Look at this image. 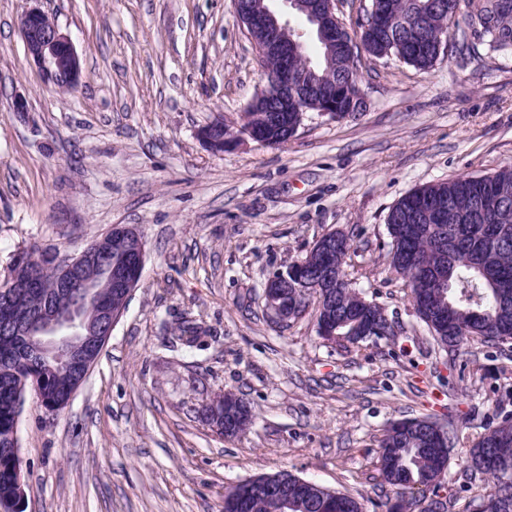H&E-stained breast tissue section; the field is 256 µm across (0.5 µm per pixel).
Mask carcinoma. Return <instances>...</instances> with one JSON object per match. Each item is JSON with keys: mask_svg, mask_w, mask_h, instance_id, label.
<instances>
[{"mask_svg": "<svg viewBox=\"0 0 512 512\" xmlns=\"http://www.w3.org/2000/svg\"><path fill=\"white\" fill-rule=\"evenodd\" d=\"M466 13L469 25L477 26L493 51L512 42V8H501L498 0H370L365 24L368 32L354 39L348 30H336V43L318 44L314 60L306 44L300 46L295 61L294 82L323 86L336 83V117L364 111L359 98L357 62L361 54L394 57L419 70H428L445 49L438 48V34L448 43L465 42L466 31L459 29V16ZM329 102L321 91L288 97V112H275L279 121L263 124L267 145L280 146L297 132L304 113L319 112ZM391 237V267L410 288L419 318L431 329L441 347L455 348L468 338L483 334L512 338V165L486 176H458L425 185L402 196L387 216ZM323 259L308 253L304 260L311 267L336 266L338 279L328 289L336 320V341L357 336L353 322L380 330L376 337L392 334L380 306L366 300L348 279L346 266L351 258L349 236ZM439 271L440 279L424 288L418 281L417 265ZM60 270L41 260L33 247L15 258L9 274L12 279L33 281L32 312L37 314L53 301ZM26 341L11 329L10 312L0 307V426L12 421V401L19 377L44 369L29 360ZM482 442L488 446L512 443V416L505 415L487 428ZM381 476L395 490L396 498L408 505L414 494L442 485L445 472L437 462L431 443L413 432L389 431L380 444ZM472 467L492 478V492L502 504L501 512H512V483L506 484L494 470L482 464L481 447L471 454ZM288 512H363L353 496L312 482L294 483Z\"/></svg>", "mask_w": 512, "mask_h": 512, "instance_id": "cac0c4a2", "label": "carcinoma"}]
</instances>
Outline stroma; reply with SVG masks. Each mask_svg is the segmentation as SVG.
<instances>
[{
	"label": "stroma",
	"instance_id": "obj_1",
	"mask_svg": "<svg viewBox=\"0 0 512 512\" xmlns=\"http://www.w3.org/2000/svg\"><path fill=\"white\" fill-rule=\"evenodd\" d=\"M34 7L81 59L69 91L26 55ZM358 68L365 111L308 112L285 145L215 152L199 129L218 114L238 126L263 85L232 0H0V280L30 246L68 255L115 224L146 249L71 402L51 413L26 395L27 512H224L228 489L281 470L385 512L379 444L418 416L456 435L447 512H478L492 482L470 453L512 414V343L441 350L388 270L386 219L415 187L512 163V54L472 32L426 73L368 55ZM334 230L352 236L348 277L391 336L329 343L315 306L286 322L267 309L268 276ZM188 327L199 347L181 341ZM228 391L254 414L245 435L206 419Z\"/></svg>",
	"mask_w": 512,
	"mask_h": 512
}]
</instances>
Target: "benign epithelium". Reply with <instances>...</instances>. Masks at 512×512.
<instances>
[{
    "label": "benign epithelium",
    "mask_w": 512,
    "mask_h": 512,
    "mask_svg": "<svg viewBox=\"0 0 512 512\" xmlns=\"http://www.w3.org/2000/svg\"><path fill=\"white\" fill-rule=\"evenodd\" d=\"M270 47L282 62L280 79L264 82L255 99L279 97L280 111H288V62L293 60L299 42L288 31V23L268 7L257 17ZM20 29L28 58L40 70L46 83L55 88L72 89L81 80L79 55L70 38L38 8L28 10L20 19ZM200 139L213 151L221 152L231 140L216 136V126L209 122L198 132ZM125 253L126 261L120 267L107 264L112 251ZM145 257V241L139 231L128 224L112 225V232L100 237L81 251L69 256L63 264L61 276L64 288L58 293L53 313L39 321L41 342L30 354L46 368H63L68 375V395L61 401L40 399L46 410L54 412L69 404L86 380L100 353L112 334V329L124 313V307L104 304L99 300L102 286L112 290L115 298L128 301L140 280ZM302 295L313 293L306 262H297L273 272L265 284V299L275 318L286 321L292 317L288 310V288ZM0 305L13 310L16 326L24 328L28 311L26 295L12 287L0 288ZM25 393L17 394L14 424L6 440L13 446V468L6 485L0 489V512H26V484L24 461L19 450L18 422ZM207 418L216 431L235 436L246 433L253 422L251 411L226 393L207 408ZM487 463L499 475L512 478V450L501 448L487 457ZM265 493L274 499L280 509L288 506V484L273 482L265 486Z\"/></svg>",
    "instance_id": "7a95c632"
}]
</instances>
